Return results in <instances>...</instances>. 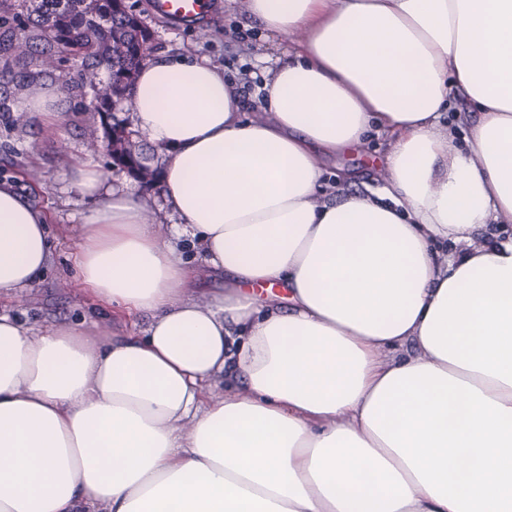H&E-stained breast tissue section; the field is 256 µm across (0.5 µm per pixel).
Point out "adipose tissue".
<instances>
[{
    "instance_id": "1",
    "label": "adipose tissue",
    "mask_w": 512,
    "mask_h": 512,
    "mask_svg": "<svg viewBox=\"0 0 512 512\" xmlns=\"http://www.w3.org/2000/svg\"><path fill=\"white\" fill-rule=\"evenodd\" d=\"M248 14L294 39L258 113L206 58L130 89L174 223L72 166L95 202L78 282L149 322L104 343L0 314V512H512V236L486 233L512 224V0ZM374 135L382 189L328 184L321 158ZM188 237L224 275L204 302ZM50 254L44 213L0 182V292Z\"/></svg>"
}]
</instances>
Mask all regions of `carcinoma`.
<instances>
[{"label": "carcinoma", "mask_w": 512, "mask_h": 512, "mask_svg": "<svg viewBox=\"0 0 512 512\" xmlns=\"http://www.w3.org/2000/svg\"><path fill=\"white\" fill-rule=\"evenodd\" d=\"M139 20L128 13L123 0H37L32 8L22 9L20 0H0V29L28 40L29 55L54 51L61 61H74L87 68L112 39L127 43V52L110 62L108 73L115 88L132 84L140 67V50L144 42ZM112 89L96 94L100 117H108L113 126L127 122L110 112L108 99Z\"/></svg>", "instance_id": "obj_1"}]
</instances>
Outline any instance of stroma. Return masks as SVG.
<instances>
[{
    "mask_svg": "<svg viewBox=\"0 0 512 512\" xmlns=\"http://www.w3.org/2000/svg\"><path fill=\"white\" fill-rule=\"evenodd\" d=\"M152 35V57L189 54L205 57L223 67L225 76L238 80L244 93V109L256 111L249 98L248 73L258 57L284 55L291 48L290 37L266 35L260 27H249L247 0H209L206 15L196 21H181L158 13L153 0H126ZM8 111L0 112V181L14 184L19 194L43 208L52 243L50 262L35 287L21 295L0 294V313L16 316L35 332L88 320L94 331L116 336L144 329L147 317L131 318L117 308L100 307L79 286L73 266L81 224L91 209L69 181L73 163L89 159L109 175L113 185L130 189L147 202L146 217L154 223H173L163 207L159 185L147 186L126 170L114 166L102 146L93 145L90 132L99 125L91 108H78L76 98L59 92L63 109L62 130L46 125L39 113L28 112L21 103V89L6 88ZM383 138L376 137L364 152L326 157L322 163L328 182L351 174L355 189L376 188L382 184L379 169L384 152ZM182 255L191 273L189 291L207 299L221 290L224 277L208 270L199 245L187 241Z\"/></svg>",
    "mask_w": 512,
    "mask_h": 512,
    "instance_id": "stroma-1",
    "label": "stroma"
}]
</instances>
